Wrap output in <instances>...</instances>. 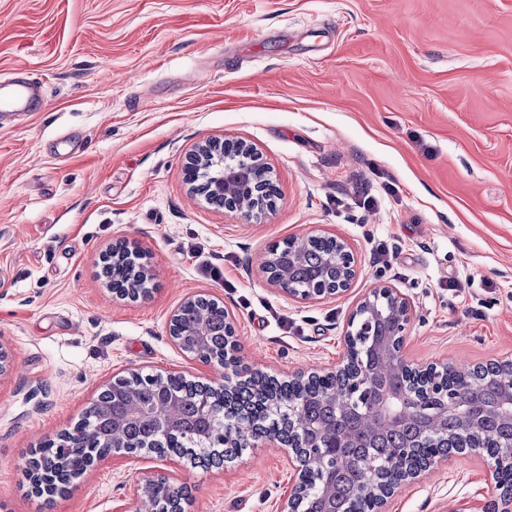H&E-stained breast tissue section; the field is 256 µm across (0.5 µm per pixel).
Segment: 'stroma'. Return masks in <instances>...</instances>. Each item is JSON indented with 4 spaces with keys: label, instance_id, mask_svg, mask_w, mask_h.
Listing matches in <instances>:
<instances>
[{
    "label": "stroma",
    "instance_id": "stroma-1",
    "mask_svg": "<svg viewBox=\"0 0 512 512\" xmlns=\"http://www.w3.org/2000/svg\"><path fill=\"white\" fill-rule=\"evenodd\" d=\"M17 70L40 78L44 105L0 124V344L13 357L0 512H149L132 484L161 474L191 487L186 512H281L292 474L264 438L219 468L122 452L62 493L30 489L31 450L72 431L113 380L234 379L169 336L197 294L232 315L242 364L281 379L336 365L353 305L382 283L416 305L411 362L512 357V0H0V75ZM224 136L271 170L278 198L260 219L183 180L192 147ZM361 187L374 210L354 204ZM321 227L357 253L348 295L300 303L269 288L263 257ZM118 242L150 273L134 301L101 276ZM494 494L486 465L461 456L389 510Z\"/></svg>",
    "mask_w": 512,
    "mask_h": 512
}]
</instances>
